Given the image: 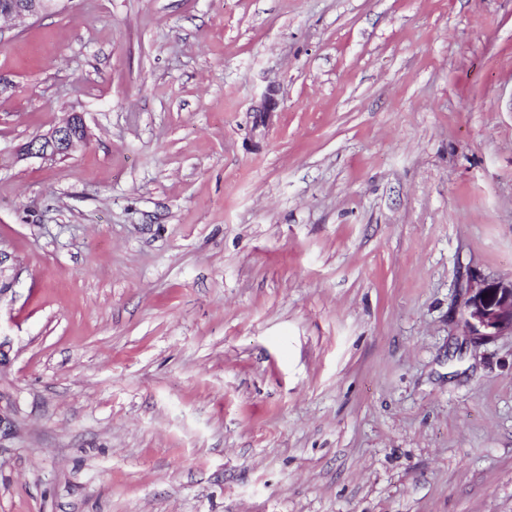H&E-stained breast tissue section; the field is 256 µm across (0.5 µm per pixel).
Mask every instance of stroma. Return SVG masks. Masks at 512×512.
I'll use <instances>...</instances> for the list:
<instances>
[{"label":"stroma","mask_w":512,"mask_h":512,"mask_svg":"<svg viewBox=\"0 0 512 512\" xmlns=\"http://www.w3.org/2000/svg\"><path fill=\"white\" fill-rule=\"evenodd\" d=\"M0 249V512H512V0L0 25ZM86 138L87 130L81 115L71 114L47 133L35 136L23 144L19 155L24 159L54 162L72 155L85 144ZM465 321L479 338L499 336L505 330L512 333V281L484 282L471 289L465 303Z\"/></svg>","instance_id":"obj_1"}]
</instances>
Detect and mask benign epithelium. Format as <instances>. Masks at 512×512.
Masks as SVG:
<instances>
[{
  "label": "benign epithelium",
  "instance_id": "7a95c632",
  "mask_svg": "<svg viewBox=\"0 0 512 512\" xmlns=\"http://www.w3.org/2000/svg\"><path fill=\"white\" fill-rule=\"evenodd\" d=\"M65 0H0V19L15 26L38 18L49 11L60 9ZM87 130L79 114L70 115L64 122L52 127L23 144L19 150L24 159L35 158L54 162L67 158L86 142ZM465 321L471 332L484 339L512 331V281H491L470 291L465 303Z\"/></svg>",
  "mask_w": 512,
  "mask_h": 512
}]
</instances>
